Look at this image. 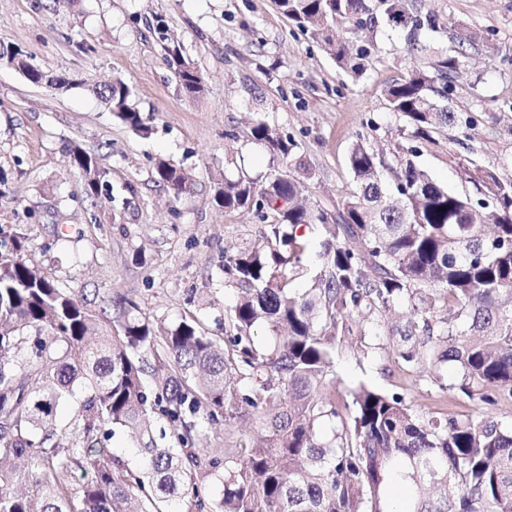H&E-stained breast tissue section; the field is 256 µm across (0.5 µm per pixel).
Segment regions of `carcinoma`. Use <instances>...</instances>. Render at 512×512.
<instances>
[{
  "label": "carcinoma",
  "mask_w": 512,
  "mask_h": 512,
  "mask_svg": "<svg viewBox=\"0 0 512 512\" xmlns=\"http://www.w3.org/2000/svg\"><path fill=\"white\" fill-rule=\"evenodd\" d=\"M273 2L355 75L371 46L353 47L337 28H374L382 18L405 31L423 63L384 96L412 140L436 145L440 128L465 132L477 123L435 101L449 95L477 34L435 51L419 32L436 18L410 12L404 0ZM156 33L182 92L201 93V74L165 25ZM96 93L132 130H145L123 80ZM250 137L306 169L298 145L266 122L257 120ZM416 151L397 148V204L384 192L382 162L360 139L347 158L355 188L334 213L306 206L304 183L282 174L263 185L245 175L224 179L215 205L268 224L262 243L224 259L226 278L241 289L224 321V351L194 317L169 328L126 313L112 330L32 269L24 234L0 226L9 237L0 240V512H126L133 498L140 512H163L172 499L179 512H393L395 490L406 512H512V424L423 416L403 395L364 384L343 405L325 395L336 351L365 355L380 330L401 367H420L441 392L488 406L512 397V178L459 159L482 194L475 201L404 157ZM71 159L86 197L96 199L107 186L97 155L75 147ZM155 179L176 197L189 191L187 173L171 163L158 162ZM313 224L325 264L296 293L289 284L308 248L297 230ZM258 325L273 338L266 350L254 345ZM450 363L456 377L448 384ZM77 389L71 425L59 429L56 408ZM246 407L273 433L220 450L199 446L202 421L228 422ZM157 418L172 425L178 445L154 437ZM118 432L135 435L140 465L111 452ZM211 478L224 493L208 504L200 487Z\"/></svg>",
  "instance_id": "obj_1"
}]
</instances>
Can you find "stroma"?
Here are the masks:
<instances>
[{
  "instance_id": "stroma-1",
  "label": "stroma",
  "mask_w": 512,
  "mask_h": 512,
  "mask_svg": "<svg viewBox=\"0 0 512 512\" xmlns=\"http://www.w3.org/2000/svg\"><path fill=\"white\" fill-rule=\"evenodd\" d=\"M437 18L420 33L423 44L450 49L454 29L480 35L468 48L449 103L472 112L470 135L448 128L438 145L420 149L415 164L454 192L471 190L450 155L476 154L499 168L512 153L503 136L512 124V0H408ZM169 35L204 79V92L184 95L155 31ZM373 41L376 53L360 76L342 72L309 33L273 8L272 0H0V47L20 49L53 76L72 79L66 90L37 86L0 61V224L25 234L27 256L45 275L98 313L115 317L114 301L132 300L156 325L172 327L194 315L223 340L224 319L239 290L224 280V256L248 249L267 231L252 213L214 205L217 182L247 174L294 175L251 140L254 119L288 135L308 162L309 202L334 208L353 186L347 156L363 140L383 162L387 189L396 182L397 146H412L387 106L384 89L421 63L402 31L378 25L351 34ZM91 46L88 54L79 45ZM116 79L129 85L146 129L137 133L91 91ZM96 152L108 173L97 203L84 195L70 150ZM186 171L189 195L175 198L154 181L157 160ZM327 394L342 403L358 383L404 394L422 414L491 415L512 422V400L490 407L463 394L446 395L421 368L404 370L387 351L356 360L340 354ZM257 419L207 425L200 445L226 448L271 434Z\"/></svg>"
}]
</instances>
